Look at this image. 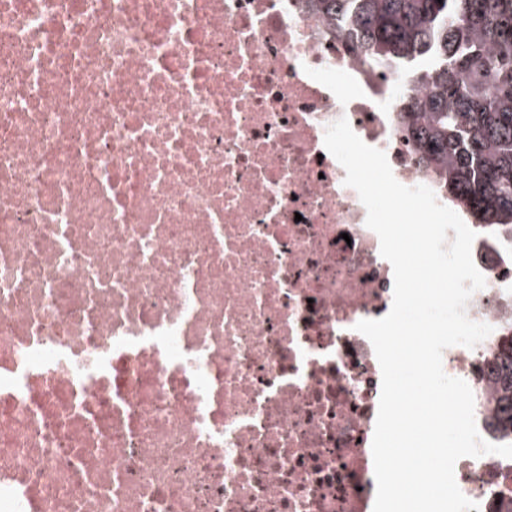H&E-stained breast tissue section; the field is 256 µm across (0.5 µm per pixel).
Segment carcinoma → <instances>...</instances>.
<instances>
[{"mask_svg":"<svg viewBox=\"0 0 512 512\" xmlns=\"http://www.w3.org/2000/svg\"><path fill=\"white\" fill-rule=\"evenodd\" d=\"M325 18H347L335 37L356 39L373 66L418 63L423 90L409 100L419 161L442 176L478 224L512 230V0H309Z\"/></svg>","mask_w":512,"mask_h":512,"instance_id":"cac0c4a2","label":"carcinoma"}]
</instances>
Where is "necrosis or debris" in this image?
I'll list each match as a JSON object with an SVG mask.
<instances>
[{
	"label": "necrosis or debris",
	"mask_w": 512,
	"mask_h": 512,
	"mask_svg": "<svg viewBox=\"0 0 512 512\" xmlns=\"http://www.w3.org/2000/svg\"><path fill=\"white\" fill-rule=\"evenodd\" d=\"M334 27L307 0H0V512H373L355 326L394 276L327 127L457 203L401 128L416 85ZM475 233L493 331L442 365L498 444L512 237ZM454 474L512 503V459Z\"/></svg>",
	"instance_id": "obj_1"
}]
</instances>
